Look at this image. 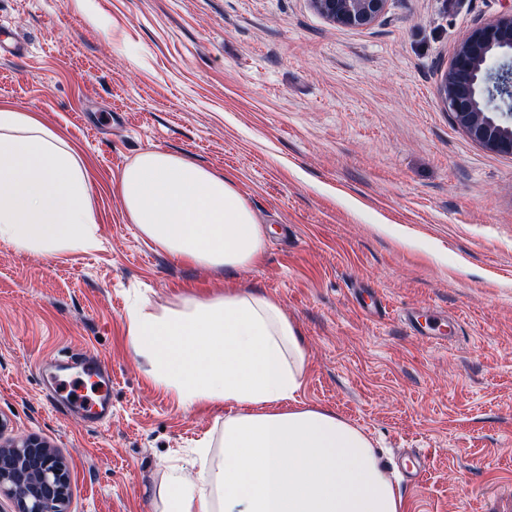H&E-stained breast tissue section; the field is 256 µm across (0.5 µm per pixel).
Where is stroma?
Segmentation results:
<instances>
[{
	"instance_id": "1",
	"label": "stroma",
	"mask_w": 512,
	"mask_h": 512,
	"mask_svg": "<svg viewBox=\"0 0 512 512\" xmlns=\"http://www.w3.org/2000/svg\"><path fill=\"white\" fill-rule=\"evenodd\" d=\"M0 0L26 44L0 58V102L75 144L96 245L53 258L0 241V441L38 438L65 464L63 512H163L171 466L195 443L219 461L223 407L187 410L133 354L126 311L175 309L257 287L301 328L300 395L429 471L402 483L409 512H512V158L486 151L439 92L458 42L512 0H388L350 29L311 0ZM89 10V11H90ZM223 172L271 226L263 259L224 276L171 258L129 224L116 188L147 150ZM378 293L372 319L354 298ZM454 318L446 345L404 309ZM112 377V414L64 412L68 358Z\"/></svg>"
}]
</instances>
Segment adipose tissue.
Returning <instances> with one entry per match:
<instances>
[{
	"label": "adipose tissue",
	"instance_id": "adipose-tissue-1",
	"mask_svg": "<svg viewBox=\"0 0 512 512\" xmlns=\"http://www.w3.org/2000/svg\"><path fill=\"white\" fill-rule=\"evenodd\" d=\"M117 190L130 223L171 257L232 273L264 254L266 229L221 172L147 150ZM96 229L76 148L36 113L0 104V240L53 257L92 248ZM126 322L155 385L188 410L232 409L221 459L172 477L166 512H408L371 439L300 402L308 354L276 299L228 288L179 309L130 307Z\"/></svg>",
	"mask_w": 512,
	"mask_h": 512
}]
</instances>
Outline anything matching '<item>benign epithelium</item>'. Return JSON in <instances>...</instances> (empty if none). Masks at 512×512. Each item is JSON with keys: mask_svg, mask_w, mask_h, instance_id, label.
<instances>
[{"mask_svg": "<svg viewBox=\"0 0 512 512\" xmlns=\"http://www.w3.org/2000/svg\"><path fill=\"white\" fill-rule=\"evenodd\" d=\"M332 23L364 28L376 22L387 0H311ZM439 94L455 123L483 149L512 156V8L472 27L457 44ZM69 488L62 461L45 444L27 438L0 448V490L17 512H61Z\"/></svg>", "mask_w": 512, "mask_h": 512, "instance_id": "7a95c632", "label": "benign epithelium"}]
</instances>
